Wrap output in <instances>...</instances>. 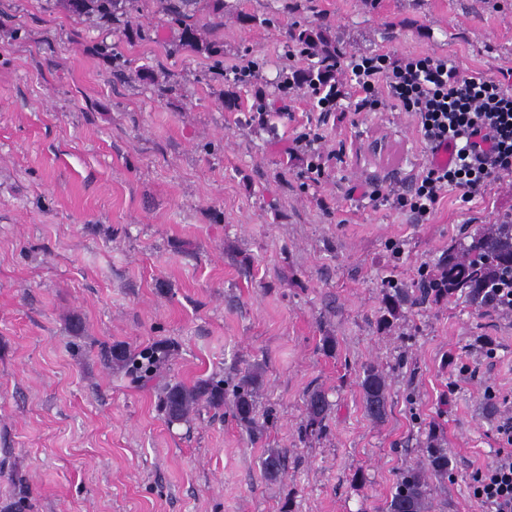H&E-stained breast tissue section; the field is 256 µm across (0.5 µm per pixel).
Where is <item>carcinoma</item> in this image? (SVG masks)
<instances>
[{
    "label": "carcinoma",
    "instance_id": "cac0c4a2",
    "mask_svg": "<svg viewBox=\"0 0 512 512\" xmlns=\"http://www.w3.org/2000/svg\"><path fill=\"white\" fill-rule=\"evenodd\" d=\"M137 0H66L68 12L85 20L100 24L121 23L132 29L131 12ZM157 11L168 22L180 27V35L168 47L171 55L190 53L212 58L224 53L223 44L210 40L200 33L196 21L203 14L219 26L224 23L226 0H155ZM287 37L294 43L299 55L310 59L304 69L282 67L278 89L288 92L295 85L317 90L336 89V73L325 65V58L336 55V40L324 29L294 23ZM100 51L114 63L112 76L126 78L125 64L121 57L112 53V46L102 45ZM249 124L258 132L274 137L276 127L269 121L272 106L265 96L258 94L248 109ZM500 288L512 289V221L485 224L477 227L469 236L448 245V251L438 264L436 278H421L416 292L407 288H393L386 298L382 321L395 318L404 304L428 301L463 300L477 311L492 307ZM106 365L119 366L137 374V380L153 379L168 361L169 349L158 346L136 351L123 344H114L102 353ZM261 381V367H253L243 373L232 388L235 417L249 434L257 432V392ZM365 411L375 422L386 417L388 385L385 376L376 367L363 368L359 376ZM227 391L224 376L212 373L198 378L193 384L167 381L158 389V403L167 423L189 424L201 409H224ZM307 420L303 433L318 437L325 433L331 404L325 393L314 388L306 397ZM450 458L448 449L432 444L414 466L401 470L386 501V512H428L431 506V486L428 476L443 477L448 474Z\"/></svg>",
    "mask_w": 512,
    "mask_h": 512
}]
</instances>
